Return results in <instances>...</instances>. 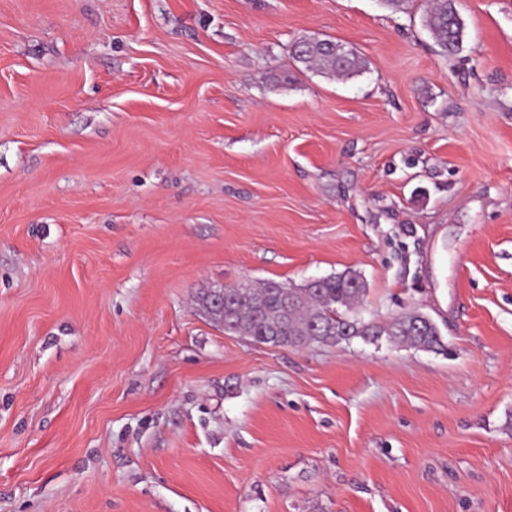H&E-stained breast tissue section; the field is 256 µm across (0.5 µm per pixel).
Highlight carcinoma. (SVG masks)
Segmentation results:
<instances>
[{"instance_id": "1", "label": "carcinoma", "mask_w": 512, "mask_h": 512, "mask_svg": "<svg viewBox=\"0 0 512 512\" xmlns=\"http://www.w3.org/2000/svg\"><path fill=\"white\" fill-rule=\"evenodd\" d=\"M424 26L447 54L459 52L465 39V25L457 0L426 3ZM331 39L303 37L292 46L294 62L336 76L352 75L362 68L351 50L341 53ZM298 301L287 307L279 300V282L268 280L258 288L224 289V330L250 337L254 342L290 346L309 337L313 344H336L359 337L374 343L388 341L428 351L444 349L437 324L429 317L409 312L380 327L363 320L357 311L365 292L362 278L352 272L328 276L313 288H298Z\"/></svg>"}]
</instances>
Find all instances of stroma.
Segmentation results:
<instances>
[{"label":"stroma","mask_w":512,"mask_h":512,"mask_svg":"<svg viewBox=\"0 0 512 512\" xmlns=\"http://www.w3.org/2000/svg\"><path fill=\"white\" fill-rule=\"evenodd\" d=\"M458 9L0 0V512H512V0ZM346 270L446 352L201 306ZM424 2L423 22L432 38L448 55L459 52L465 39V25L457 9V0ZM339 43L331 39L299 38L291 50L294 62L303 64L307 68H316L326 74L348 76L359 72L362 62L351 50L345 54L336 51L330 46Z\"/></svg>","instance_id":"1"}]
</instances>
